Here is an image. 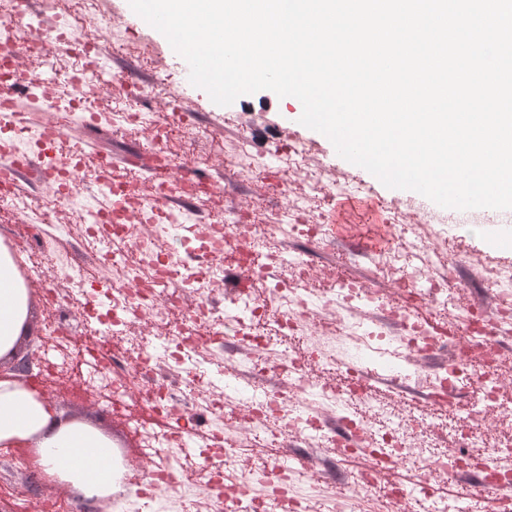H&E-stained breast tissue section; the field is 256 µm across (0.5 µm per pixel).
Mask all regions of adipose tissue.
Listing matches in <instances>:
<instances>
[{"mask_svg": "<svg viewBox=\"0 0 512 512\" xmlns=\"http://www.w3.org/2000/svg\"><path fill=\"white\" fill-rule=\"evenodd\" d=\"M28 317V289L0 245V359L15 355ZM0 445L37 449L48 472L85 498H106L122 487L126 468L108 437L84 422L61 419L49 401L13 379L0 380Z\"/></svg>", "mask_w": 512, "mask_h": 512, "instance_id": "obj_1", "label": "adipose tissue"}]
</instances>
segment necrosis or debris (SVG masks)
<instances>
[{"instance_id": "necrosis-or-debris-1", "label": "necrosis or debris", "mask_w": 512, "mask_h": 512, "mask_svg": "<svg viewBox=\"0 0 512 512\" xmlns=\"http://www.w3.org/2000/svg\"><path fill=\"white\" fill-rule=\"evenodd\" d=\"M126 41V27L99 0H45L37 14L27 0H10L0 11V86L41 98L51 119L138 132L161 160L141 186L89 164L77 143L51 146L18 117L8 131L14 163L39 160L61 187L28 197L0 176V200L34 215L26 245L42 255L46 212L75 207L80 182L93 181L111 200L84 209L79 246L112 280L83 276L65 294L41 266L23 268L22 279L41 281L53 313L46 335L56 346L68 348L83 329L125 344V373L98 346L85 347L82 383L90 389L108 381L112 409L139 434L148 465L138 476V498L166 499L174 512H210V490L220 484L222 512H364L369 503L378 512H433L440 501L450 512H487L492 501L512 512V441L491 446L486 438L490 428L512 423L501 375L503 343L512 338V256L465 253L451 236L464 224L495 236L512 227V217L451 215L414 197H392L382 211L401 245L373 255L372 280L349 275L317 290L318 259L336 250L325 203L347 192L372 194V186L336 172L293 137L287 149L254 153L252 125L236 112L224 115L238 134L224 181L187 178L183 157L212 164L225 156L224 143L213 123L188 126L181 109L162 118L144 107L146 98L182 87L174 59L143 54L135 72L108 78L105 50ZM253 179L279 201L261 220L239 195ZM288 266L296 277L277 275ZM464 267L470 277L461 276ZM476 285L479 297L457 307V294ZM219 289L232 306L222 315L213 300ZM419 303L429 305L428 317L416 313ZM142 324L159 336H143ZM219 337L238 359L242 383L229 426L224 388L209 368ZM316 370L340 375L341 385L319 382ZM274 373L287 374V385L265 386ZM382 376L424 388L430 412L377 403L372 383ZM178 381L189 395L176 396ZM460 393L471 396L465 415L446 414ZM257 434L273 448H332L336 458L321 479L302 483L276 459L251 461ZM188 439L201 440L199 455L175 457ZM340 472L349 485L335 497L328 487ZM452 476L474 477L475 492L449 496Z\"/></svg>"}]
</instances>
